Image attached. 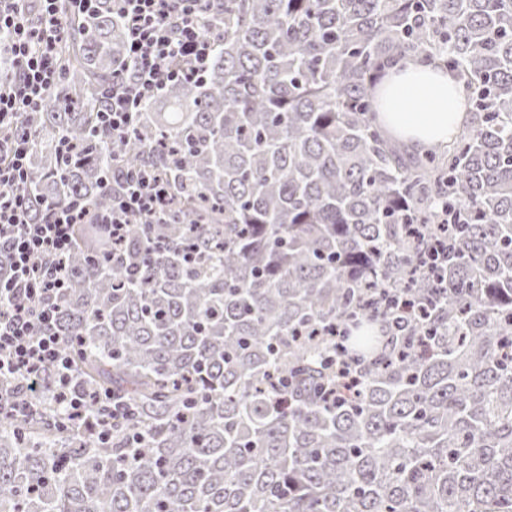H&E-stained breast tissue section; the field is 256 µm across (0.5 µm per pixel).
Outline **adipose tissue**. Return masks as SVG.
I'll return each mask as SVG.
<instances>
[{"instance_id": "adipose-tissue-1", "label": "adipose tissue", "mask_w": 512, "mask_h": 512, "mask_svg": "<svg viewBox=\"0 0 512 512\" xmlns=\"http://www.w3.org/2000/svg\"><path fill=\"white\" fill-rule=\"evenodd\" d=\"M372 98L386 135L420 154L447 143L468 120L456 76L433 60L393 65Z\"/></svg>"}]
</instances>
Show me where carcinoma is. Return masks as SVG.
<instances>
[{
    "label": "carcinoma",
    "mask_w": 512,
    "mask_h": 512,
    "mask_svg": "<svg viewBox=\"0 0 512 512\" xmlns=\"http://www.w3.org/2000/svg\"><path fill=\"white\" fill-rule=\"evenodd\" d=\"M205 9L204 79L122 141L99 120L127 61L111 0L67 23L59 79L17 122L34 219L108 212L116 165L158 171L174 207L116 251L109 225L75 226L54 332L76 388L133 414L101 443L100 406L68 416L52 366L0 390L33 407L0 416V512H512V0ZM419 57L471 118L414 155L372 90ZM402 300L427 312L398 331ZM338 358L359 384L327 403Z\"/></svg>",
    "instance_id": "obj_1"
}]
</instances>
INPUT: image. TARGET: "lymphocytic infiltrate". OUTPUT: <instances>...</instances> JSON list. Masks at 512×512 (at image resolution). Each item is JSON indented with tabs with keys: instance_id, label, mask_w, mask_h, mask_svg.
<instances>
[{
	"instance_id": "1",
	"label": "lymphocytic infiltrate",
	"mask_w": 512,
	"mask_h": 512,
	"mask_svg": "<svg viewBox=\"0 0 512 512\" xmlns=\"http://www.w3.org/2000/svg\"><path fill=\"white\" fill-rule=\"evenodd\" d=\"M58 0H41L38 18H30L23 0H0V30L11 41L6 64L14 77L0 87V242L10 252L11 276L0 282V382L23 379L37 389L46 365L57 368V383L70 414L85 407L82 396L69 394L72 375L53 329L54 308L48 297L58 295L65 273L58 261L73 246L75 225L96 220L111 226L113 245H120L131 217L154 224L167 212L170 190L153 171L126 172L121 190L106 216H93L79 201L48 206L41 221L30 218L18 189L28 177L29 141L13 137L9 125L23 112L33 110L57 78V47L63 25L57 15ZM200 0H112V10L128 33L130 75L116 78L102 125L113 137L129 132L143 102L157 98L169 84L201 80L213 51V41L203 32Z\"/></svg>"
}]
</instances>
